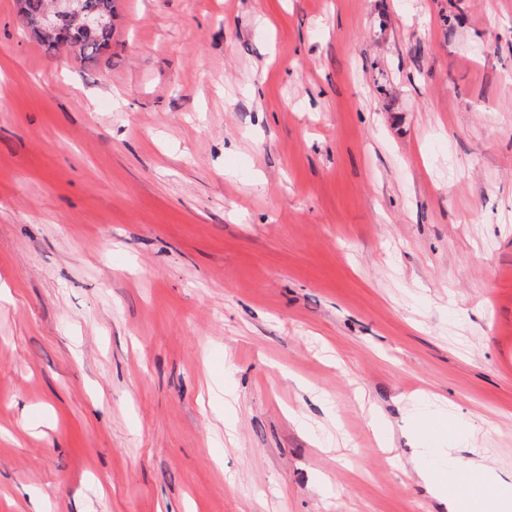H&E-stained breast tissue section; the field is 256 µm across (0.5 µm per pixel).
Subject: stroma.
I'll return each mask as SVG.
<instances>
[{
    "label": "stroma",
    "instance_id": "stroma-1",
    "mask_svg": "<svg viewBox=\"0 0 512 512\" xmlns=\"http://www.w3.org/2000/svg\"><path fill=\"white\" fill-rule=\"evenodd\" d=\"M115 4L0 0V512H447L423 389L512 474V0ZM81 0H56L55 10L52 14L42 13L35 21L32 29L28 23V15L17 13L16 20L20 29L33 33L41 46L48 52H57L61 48L72 45L73 43L82 42L76 58L83 62L95 61L104 51L108 50L112 45V28L98 29L91 36L78 28L76 24L72 25L66 18L59 21L60 34L56 37L43 38L38 31H43L56 26L55 20L69 16L71 13L80 11L86 20V27L89 32L101 25L102 19L93 18L81 8Z\"/></svg>",
    "mask_w": 512,
    "mask_h": 512
}]
</instances>
